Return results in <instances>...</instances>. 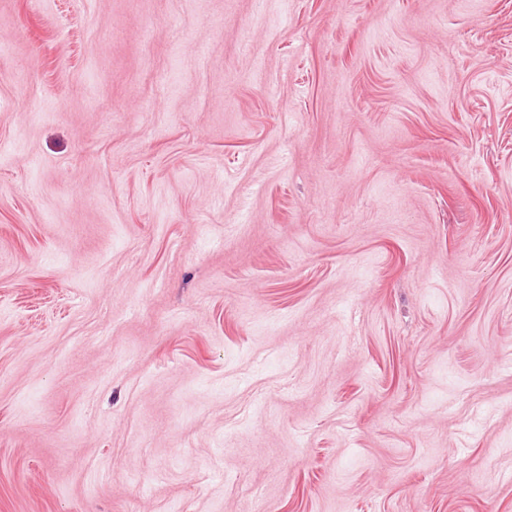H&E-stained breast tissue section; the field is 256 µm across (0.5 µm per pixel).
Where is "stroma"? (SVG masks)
<instances>
[{"mask_svg":"<svg viewBox=\"0 0 512 512\" xmlns=\"http://www.w3.org/2000/svg\"><path fill=\"white\" fill-rule=\"evenodd\" d=\"M0 512H512V0H0Z\"/></svg>","mask_w":512,"mask_h":512,"instance_id":"1","label":"stroma"}]
</instances>
